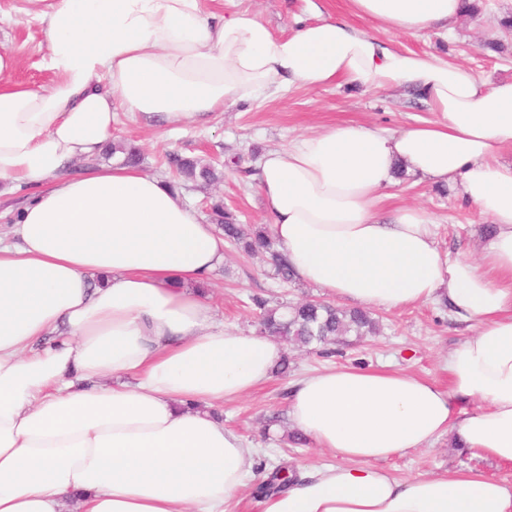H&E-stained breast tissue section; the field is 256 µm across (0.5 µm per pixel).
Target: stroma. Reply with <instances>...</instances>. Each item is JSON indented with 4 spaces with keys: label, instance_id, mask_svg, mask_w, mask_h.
<instances>
[{
    "label": "stroma",
    "instance_id": "35a3bbf8",
    "mask_svg": "<svg viewBox=\"0 0 512 512\" xmlns=\"http://www.w3.org/2000/svg\"><path fill=\"white\" fill-rule=\"evenodd\" d=\"M40 0H0V49L16 58L10 75L14 82L41 88L50 75L43 67L46 38L36 14ZM209 12L250 9L283 36L292 29L295 17L314 22L344 18L381 41L420 53H432L463 64L488 82L512 79V30L501 21L512 16V0H481L476 12L463 15L454 25L453 35L435 30L422 35L390 33L373 22L350 15L347 0H204ZM433 109L404 86L363 89L341 83L310 89L293 86L279 98L258 99L225 105L203 124L181 129L147 124L116 111L113 131L132 139L141 153L140 167L165 182L177 183L186 201L200 214H207L212 202L223 201L240 223L257 226L270 218L257 192L252 171L266 152L288 146L297 137L317 132L333 123L377 126L396 132L416 123L435 119ZM242 156L240 168H228L221 182L207 188L181 181L174 157L227 160ZM424 208L437 226L442 253L478 260L483 241L489 236L490 220L466 204L457 186L438 185L406 173L389 198L380 204L382 215L398 208ZM209 294L225 328L252 333L255 315L249 297L258 294L272 302L328 300L327 291L300 279L283 282L264 255H245L232 244L224 246V261L209 276ZM378 335L350 338L335 353L319 354L303 347H289L287 375H272L253 393L225 404L224 424L238 431L259 452L256 463L281 461L296 467L334 463L329 452L312 442L292 444L293 429L287 416V397L292 385L305 375L330 367H358L401 370L446 384L439 360L467 334L446 304L419 303L410 307L376 312ZM385 468L401 478L431 475L444 470L479 471L512 484V467L474 456L454 448L452 439L441 437L431 447L412 450L385 461Z\"/></svg>",
    "mask_w": 512,
    "mask_h": 512
}]
</instances>
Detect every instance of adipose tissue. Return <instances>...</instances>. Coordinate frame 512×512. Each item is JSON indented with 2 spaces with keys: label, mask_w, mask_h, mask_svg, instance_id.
<instances>
[{
  "label": "adipose tissue",
  "mask_w": 512,
  "mask_h": 512,
  "mask_svg": "<svg viewBox=\"0 0 512 512\" xmlns=\"http://www.w3.org/2000/svg\"><path fill=\"white\" fill-rule=\"evenodd\" d=\"M387 31L452 32L464 0H349ZM48 87L0 52V184L34 185L0 237V512H225L255 451L213 410L265 384L283 345L224 327L199 292L224 240L178 190L113 162L64 175L112 137L113 109L177 127L297 84L407 85L437 114L398 133L333 124L267 152L255 175L295 273L338 299L447 301L473 327L447 386L333 368L295 383L288 419L336 464L260 512H512L478 472L399 478L385 460L457 431L512 465V80L385 43L335 19L274 36L203 0H45ZM458 184L495 226L478 262L444 257L418 207L383 220L397 165Z\"/></svg>",
  "instance_id": "adipose-tissue-1"
}]
</instances>
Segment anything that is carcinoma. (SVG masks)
Segmentation results:
<instances>
[{
  "instance_id": "carcinoma-1",
  "label": "carcinoma",
  "mask_w": 512,
  "mask_h": 512,
  "mask_svg": "<svg viewBox=\"0 0 512 512\" xmlns=\"http://www.w3.org/2000/svg\"><path fill=\"white\" fill-rule=\"evenodd\" d=\"M107 156L119 157L126 164L135 165L140 161L138 147L123 138L112 140L107 146ZM175 166L184 180L196 184L210 185L223 177L218 167L197 159L178 157ZM211 220L223 231L225 239L248 254L264 253L283 280L293 278L285 254L266 229H246L221 203L213 205ZM252 303L259 311V332L276 336L284 344L296 347L328 346L348 336H373L379 328V321L373 313L360 308L342 309L314 301L271 306L260 296L252 297ZM266 475L267 478L258 486L263 495L282 492L298 481L297 472L284 465L273 467L266 471Z\"/></svg>"
}]
</instances>
